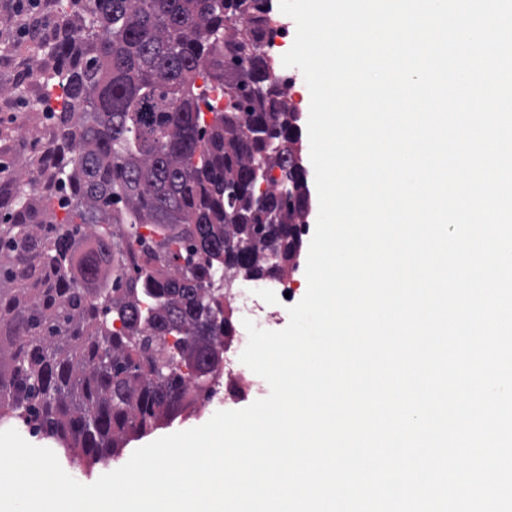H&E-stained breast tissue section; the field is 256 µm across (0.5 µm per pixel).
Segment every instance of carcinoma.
<instances>
[{"mask_svg": "<svg viewBox=\"0 0 512 512\" xmlns=\"http://www.w3.org/2000/svg\"><path fill=\"white\" fill-rule=\"evenodd\" d=\"M38 2L15 31L0 0V60L40 61V148L0 130V419L93 467L210 392L232 334L210 271L265 279L268 249L294 268L307 184L282 148L272 0ZM275 168L288 189L258 208Z\"/></svg>", "mask_w": 512, "mask_h": 512, "instance_id": "carcinoma-1", "label": "carcinoma"}]
</instances>
